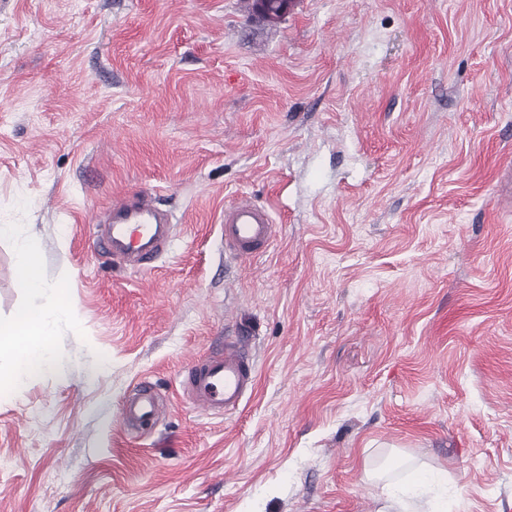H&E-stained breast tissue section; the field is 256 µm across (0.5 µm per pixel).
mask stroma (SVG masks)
Returning <instances> with one entry per match:
<instances>
[{
    "label": "stroma",
    "instance_id": "obj_1",
    "mask_svg": "<svg viewBox=\"0 0 512 512\" xmlns=\"http://www.w3.org/2000/svg\"><path fill=\"white\" fill-rule=\"evenodd\" d=\"M142 191L149 273L89 247ZM242 196L279 226L244 262ZM0 224L72 303L49 370L0 357V512H384L422 470L418 512H512V0H0ZM240 330L257 388L208 417L182 374ZM293 0H255L254 11L267 21L277 22L291 10ZM277 228L266 207L239 198L224 207V250L240 260L254 258L273 242ZM159 395L150 382L138 384L122 408V417L139 433H145L158 420Z\"/></svg>",
    "mask_w": 512,
    "mask_h": 512
}]
</instances>
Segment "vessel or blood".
<instances>
[{
  "mask_svg": "<svg viewBox=\"0 0 512 512\" xmlns=\"http://www.w3.org/2000/svg\"><path fill=\"white\" fill-rule=\"evenodd\" d=\"M110 222L95 228L91 238L99 254L111 257L118 266L142 271L168 249L174 234L171 214L161 209L152 194L141 193L132 200L113 203ZM277 226L271 212L240 198L224 208V250L239 259L261 254L275 239ZM255 369L242 349L241 338L225 340L224 349L194 361L182 380L193 406L209 416L235 411L255 385ZM159 395L148 382L138 384L122 408V417L138 432H146L158 420Z\"/></svg>",
  "mask_w": 512,
  "mask_h": 512,
  "instance_id": "vessel-or-blood-1",
  "label": "vessel or blood"
}]
</instances>
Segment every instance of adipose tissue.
<instances>
[{"instance_id": "obj_1", "label": "adipose tissue", "mask_w": 512, "mask_h": 512, "mask_svg": "<svg viewBox=\"0 0 512 512\" xmlns=\"http://www.w3.org/2000/svg\"><path fill=\"white\" fill-rule=\"evenodd\" d=\"M18 240L16 277L20 288L46 296L47 304L38 309H23L7 322H0V352L12 359L15 381H24L45 371L50 365V336L55 324L66 319L71 303L45 281L41 266V241L16 224H0V239Z\"/></svg>"}]
</instances>
